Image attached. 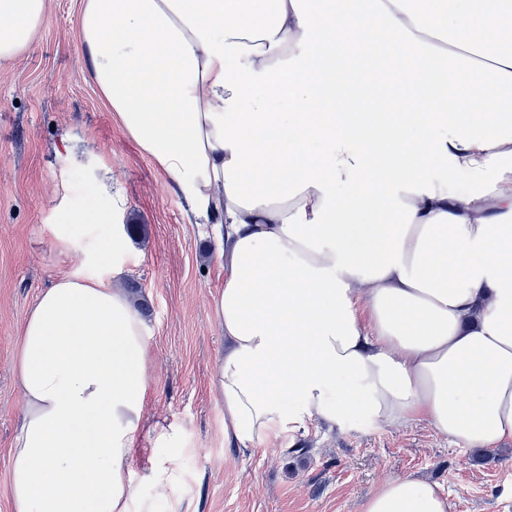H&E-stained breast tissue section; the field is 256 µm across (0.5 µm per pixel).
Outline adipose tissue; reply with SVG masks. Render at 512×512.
Here are the masks:
<instances>
[{
	"label": "adipose tissue",
	"mask_w": 512,
	"mask_h": 512,
	"mask_svg": "<svg viewBox=\"0 0 512 512\" xmlns=\"http://www.w3.org/2000/svg\"><path fill=\"white\" fill-rule=\"evenodd\" d=\"M46 17L0 0V63ZM80 34L108 110L221 242L229 445L320 420L512 440V0H83ZM385 70L397 94L368 83ZM72 221L59 242L111 258L116 238ZM122 274L59 278L24 321L13 512H130L143 434L172 492L183 433L147 422ZM364 512L451 504L400 476Z\"/></svg>",
	"instance_id": "ef3b65f1"
}]
</instances>
